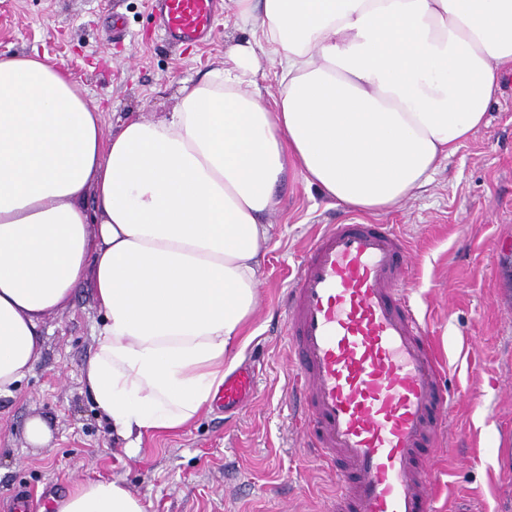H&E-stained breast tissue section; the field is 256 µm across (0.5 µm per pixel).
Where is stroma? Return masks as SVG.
Returning <instances> with one entry per match:
<instances>
[{
  "label": "stroma",
  "instance_id": "1",
  "mask_svg": "<svg viewBox=\"0 0 512 512\" xmlns=\"http://www.w3.org/2000/svg\"><path fill=\"white\" fill-rule=\"evenodd\" d=\"M233 0L212 39L169 46L147 0H0V55L26 53L63 65L104 133L127 115L172 111L182 81L224 60ZM282 205L265 215L276 233L264 259L251 339L240 358L258 373L245 409L212 407L190 425L145 440L127 454L85 391L101 314L88 287L44 320L40 358L12 398H0V512L15 496L34 512H56L75 485L122 482L147 512H326L330 474L303 451L302 424L289 412L290 350L282 295L323 225H395L413 255L411 301L447 365L450 400L434 478L437 512H512V70L504 71L487 122L442 160L429 185L392 210L337 205L289 173ZM41 419L52 439L29 444Z\"/></svg>",
  "mask_w": 512,
  "mask_h": 512
}]
</instances>
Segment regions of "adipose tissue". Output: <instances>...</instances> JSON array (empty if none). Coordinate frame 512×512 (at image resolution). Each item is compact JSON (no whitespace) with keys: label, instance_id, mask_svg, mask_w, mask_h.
I'll use <instances>...</instances> for the list:
<instances>
[{"label":"adipose tissue","instance_id":"adipose-tissue-1","mask_svg":"<svg viewBox=\"0 0 512 512\" xmlns=\"http://www.w3.org/2000/svg\"><path fill=\"white\" fill-rule=\"evenodd\" d=\"M234 5L250 35L228 63L183 82L173 112L108 134L64 67L0 56V397L37 363L44 316L90 281L103 324L82 378L131 454L194 422L240 359L272 239L261 218L289 168L339 205L391 209L485 124L512 67V0ZM57 512L146 508L96 479ZM256 82V88L262 96L267 102H272L278 92V77L275 75V69L270 66L264 56L260 58V67L256 77Z\"/></svg>","mask_w":512,"mask_h":512}]
</instances>
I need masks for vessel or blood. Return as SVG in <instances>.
I'll list each match as a JSON object with an SVG mask.
<instances>
[{
  "label": "vessel or blood",
  "mask_w": 512,
  "mask_h": 512,
  "mask_svg": "<svg viewBox=\"0 0 512 512\" xmlns=\"http://www.w3.org/2000/svg\"><path fill=\"white\" fill-rule=\"evenodd\" d=\"M175 44H202L221 0H150ZM411 260L390 224H329L283 296L291 394L308 456L334 476L327 512H434L429 459L447 412L428 324L404 284ZM244 365L225 375L224 411L253 396Z\"/></svg>",
  "instance_id": "obj_1"
}]
</instances>
